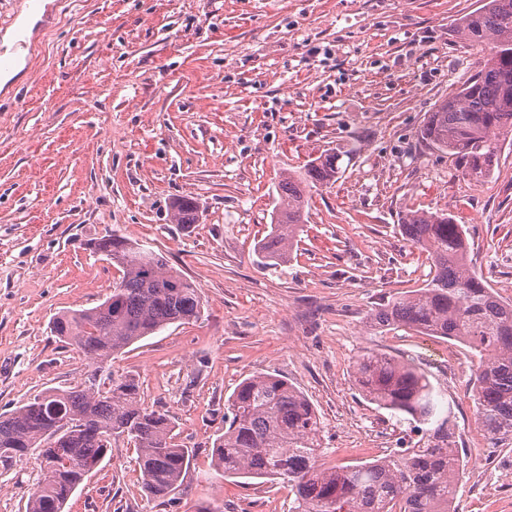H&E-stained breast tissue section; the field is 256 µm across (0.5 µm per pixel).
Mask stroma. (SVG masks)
I'll return each mask as SVG.
<instances>
[{"instance_id": "obj_1", "label": "stroma", "mask_w": 512, "mask_h": 512, "mask_svg": "<svg viewBox=\"0 0 512 512\" xmlns=\"http://www.w3.org/2000/svg\"><path fill=\"white\" fill-rule=\"evenodd\" d=\"M479 0H57L27 66L0 90V414L84 381L87 361L50 333L59 312L101 304L118 271L91 242L113 232L165 256L201 291L200 319L169 325L108 368L139 378L194 451L181 484L147 497L136 452L113 440L65 512H289L286 485L221 476L211 456L236 386L285 376L317 410L325 466L379 459L375 438L420 436L353 386L361 351L423 372L470 459L486 439L470 353L368 315L420 288L425 254L400 229L409 211L445 212L468 259L512 301V133L475 181L422 143L435 106L480 58L456 19ZM341 150L336 182L311 188L287 263L260 267L278 183ZM190 197L199 221L173 223ZM36 453L0 468V512H25ZM458 512H512V486L462 476Z\"/></svg>"}]
</instances>
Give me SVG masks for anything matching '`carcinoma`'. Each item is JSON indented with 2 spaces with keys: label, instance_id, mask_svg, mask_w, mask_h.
<instances>
[{
  "label": "carcinoma",
  "instance_id": "carcinoma-1",
  "mask_svg": "<svg viewBox=\"0 0 512 512\" xmlns=\"http://www.w3.org/2000/svg\"><path fill=\"white\" fill-rule=\"evenodd\" d=\"M458 27L482 56L458 91L431 112L420 135L462 160L465 174L479 180L492 171L501 131L512 132V0H482ZM339 160L337 152H327L281 180L275 224L255 247L264 266L287 262L304 231L307 188L335 182ZM171 209L174 223H198L194 199L178 198ZM400 228L430 260V280L408 295L391 296L371 313V325L404 327L469 347L478 357L473 399L479 425L495 446L512 441V301L469 267L464 227L448 214L407 213ZM93 249L119 272L112 292L93 308L57 314L51 333L97 367L169 324L201 317L199 289L163 255L114 233L97 239ZM354 383L378 407L434 425L426 430L427 441L372 462L326 467L314 405L287 378L258 373L228 400L224 433L213 443L217 471L288 484L291 512H457L464 460L453 441L454 423L438 411L427 377L388 354L367 351L356 361ZM58 417L66 420L59 433L52 430ZM119 437L133 443L150 498L161 500L175 490L191 451L176 443L171 419L142 401L132 374L98 380L91 372L77 387L48 389L0 415V467L37 449L49 476L38 483L26 512H64Z\"/></svg>",
  "mask_w": 512,
  "mask_h": 512
}]
</instances>
